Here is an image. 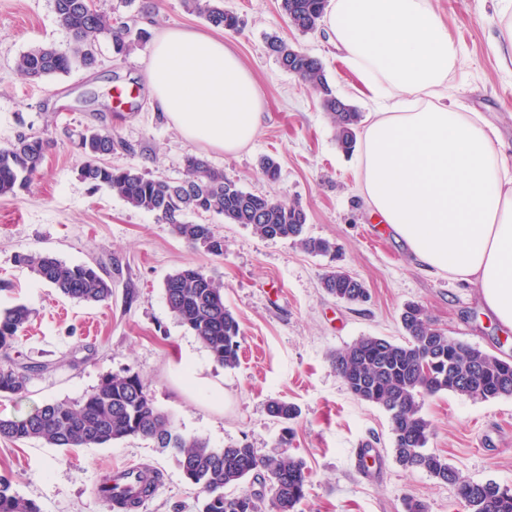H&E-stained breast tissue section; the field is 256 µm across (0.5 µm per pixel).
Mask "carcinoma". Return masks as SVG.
<instances>
[{
	"instance_id": "cac0c4a2",
	"label": "carcinoma",
	"mask_w": 512,
	"mask_h": 512,
	"mask_svg": "<svg viewBox=\"0 0 512 512\" xmlns=\"http://www.w3.org/2000/svg\"><path fill=\"white\" fill-rule=\"evenodd\" d=\"M185 9L215 28L235 32L239 17L224 9V0H183ZM328 0H281L280 8L294 29L318 30ZM59 21L70 35L59 47H30L16 61L17 71L31 81L68 74L73 67L92 69L97 64L100 40L110 41L113 52L124 56L147 32L118 23L97 0H53ZM280 67L308 83L335 129L337 147L354 152L361 112L341 100L329 85L321 60L274 37L269 43ZM74 144L84 158L81 176L95 188H107L128 205L156 215L193 248L214 256L224 254V239L211 225L184 221L189 213H215L227 224H241L265 239H291L304 251L327 255L336 244L305 234L307 214L293 203L249 192L224 176L201 156L185 158L184 177L156 178L136 167H114L113 153L130 146L112 129L86 126ZM52 142L22 133L0 147V196L25 189L38 172ZM42 282L61 295L86 304L112 298V285L101 270L82 263L66 265L49 254H17ZM324 291L348 304L369 298L364 283L337 266L321 278ZM164 294L181 326L207 349L213 361L226 369L239 363L242 331L234 313L224 305V285L196 266H185L167 276ZM31 310L24 304L0 309V354L9 357L28 324ZM407 341L363 336L333 356L336 373L358 400L384 409L391 420L392 450L405 469H421L433 478L452 483L464 512H512V492L495 482L474 483L461 478L447 459L427 448L431 425L421 414L425 398L454 392L484 400L512 397V360L448 337L430 321L418 303L405 305L400 315ZM49 363L0 365V394L23 399L31 381L50 371ZM269 415L280 424L295 420L299 408L288 401L268 403ZM0 438L12 442L37 441L55 448H92L129 438L150 440L169 454L187 480L199 490L197 512H296L305 498L308 470L305 462L286 452L261 455L248 443L217 449L199 436H188L160 410L139 374L129 370L104 377L81 400L45 403L30 413L0 419ZM161 476L149 470L134 488H119L117 477L105 475L98 488V503L105 512L119 504L123 512H139L157 490ZM0 512H41L38 503L13 490L0 477Z\"/></svg>"
}]
</instances>
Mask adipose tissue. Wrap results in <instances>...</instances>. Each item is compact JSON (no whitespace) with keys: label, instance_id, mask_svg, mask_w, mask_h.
<instances>
[{"label":"adipose tissue","instance_id":"ef3b65f1","mask_svg":"<svg viewBox=\"0 0 512 512\" xmlns=\"http://www.w3.org/2000/svg\"><path fill=\"white\" fill-rule=\"evenodd\" d=\"M326 28L379 103L360 141L364 203L423 269L473 285L512 332V159L481 113L448 104L460 46L431 0H331ZM147 83L154 110L190 142L232 155L260 129L259 88L223 38L166 30Z\"/></svg>","mask_w":512,"mask_h":512}]
</instances>
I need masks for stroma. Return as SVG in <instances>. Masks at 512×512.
<instances>
[{
    "mask_svg": "<svg viewBox=\"0 0 512 512\" xmlns=\"http://www.w3.org/2000/svg\"><path fill=\"white\" fill-rule=\"evenodd\" d=\"M461 57L448 82L449 100L487 115L505 145H512V73L501 68L493 47L502 0H432ZM108 15L146 29L149 40L123 57L101 41L95 70L32 84L15 69L35 44L66 46L52 0H0V146L18 133L54 140L27 190L0 197V308L27 305L31 319L10 356L17 362H50L53 370L32 380L24 400L0 397V418L28 413L51 402H76L104 376L138 373L160 409L179 430L224 448L247 442L259 453L281 451L302 458L309 473L297 512H404L414 497L428 512H464L454 486L393 458L388 414L354 398L332 363L336 351L363 336L401 341L404 306L421 304L449 337L500 357L512 358V333H504L480 307L473 287L423 271L381 225L373 222L356 186L357 158L336 145L335 131L318 95L283 70L267 50L270 37L314 55L340 98L361 113L372 103L342 60L326 29L303 34L289 26L280 0H224L241 20L225 34L254 76L265 102L255 139L235 155L185 140L150 104L145 70L165 30H207L181 0H100ZM96 124L112 128L130 146L112 154L115 166H134L153 176L179 178L184 158L205 157L245 190L298 204L309 236L336 243L338 257L315 255L290 240H268L251 228L225 223L216 214H187L212 225L224 239L214 256L188 246L154 214L134 209L111 191L93 189L80 171L83 159L68 132ZM269 155L281 167L278 181L262 173ZM49 253L73 265L98 266L112 282V298L86 305L60 296L25 266L18 253ZM364 282L368 301L348 305L328 296L321 277L332 265ZM186 265L224 285V303L240 322V363L217 365L196 336L170 311L167 276ZM193 361L221 388L223 400L187 391L182 359ZM299 406L293 437L267 413L269 400ZM431 424L428 447L472 482L492 481L512 490V397L493 400L441 392L425 398ZM375 444L367 471L358 467L364 441ZM148 463L163 482L141 512H197V490L174 459L150 441L126 439L107 447L52 448L0 438V475L35 499L42 512H101L94 493L102 476L122 464Z\"/></svg>",
    "mask_w": 512,
    "mask_h": 512,
    "instance_id": "obj_1",
    "label": "stroma"
}]
</instances>
